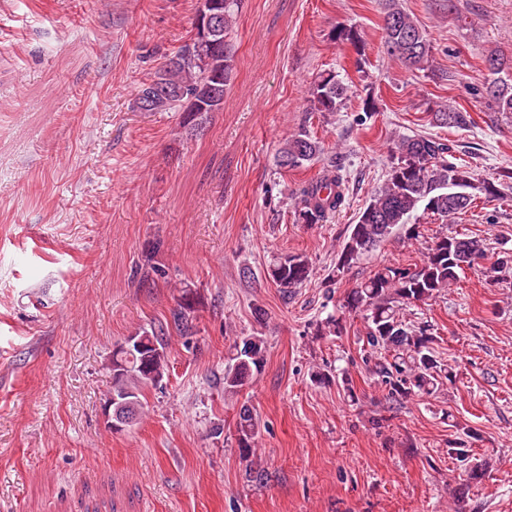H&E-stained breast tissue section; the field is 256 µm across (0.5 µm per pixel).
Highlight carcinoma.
I'll list each match as a JSON object with an SVG mask.
<instances>
[{
  "label": "carcinoma",
  "instance_id": "carcinoma-1",
  "mask_svg": "<svg viewBox=\"0 0 512 512\" xmlns=\"http://www.w3.org/2000/svg\"><path fill=\"white\" fill-rule=\"evenodd\" d=\"M224 8L216 19L224 40H215L212 48L198 49L192 41L165 57L150 79L136 90L135 103L140 112H184L183 121L194 116L200 105L209 112L224 106V93L234 76L236 48L231 34L240 0H222ZM383 48L387 56L412 71L429 69L431 42L427 33L400 3L385 0L383 12ZM341 42L364 51L360 32L341 27L336 33ZM492 76L479 94L486 96L496 112L512 113V55L490 52L485 59ZM349 87L329 74L308 91L313 112L333 113L347 97ZM427 111L439 125L455 127L469 122V115L448 104L430 103ZM390 163L386 179L375 190L350 225L336 261L340 277L392 234L404 231V238H416L411 218L420 209L443 220L468 211L476 196L498 198L512 190V171L497 181L476 180L470 168L448 159V144L423 135L404 136L388 148ZM322 154L319 141L306 129L286 139L278 150L277 165L298 168L317 160ZM347 180L340 167L329 164L322 176L308 182L300 191L295 220L301 224L327 221L344 204ZM493 258L489 272L494 278L512 274V249L486 253L482 240L465 234H442L425 246L420 262L408 267L382 265L349 291L341 304V314L330 316L317 326L319 336H341L345 331L344 313L360 312L364 319L363 342L368 347L365 365L370 376L384 385V400L397 405L411 397L431 396L453 382L456 372L443 363L435 348L436 339L427 325L415 326L403 318L404 307L441 295L460 281L461 274L487 258ZM308 260L291 255L275 261L268 278L277 286L296 288L310 277ZM193 297L185 295L172 313L176 331L184 335L196 321ZM169 325L145 328L130 337L143 349L126 352L112 350V396L124 399L128 407L123 415L133 420L143 408L145 390L160 383L168 372L166 336ZM265 342L259 336H246L234 343L224 367V396L233 397L259 372L264 363ZM458 436L451 442L450 455L458 462L462 483L456 489L455 509L473 490L479 489L489 471V461L474 452L479 440L476 429L455 423ZM238 447L244 459L255 455L261 435L260 420L254 410L242 405L236 419Z\"/></svg>",
  "mask_w": 512,
  "mask_h": 512
}]
</instances>
